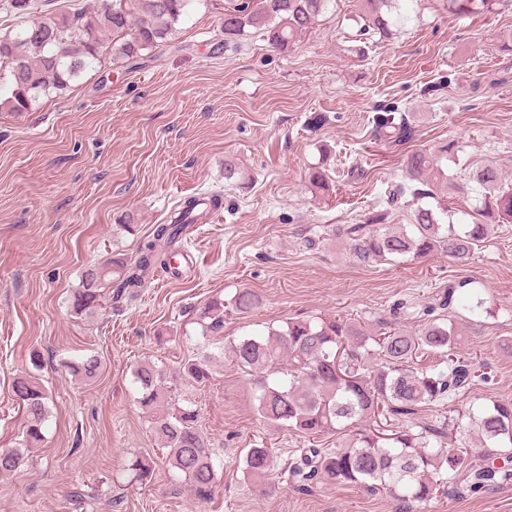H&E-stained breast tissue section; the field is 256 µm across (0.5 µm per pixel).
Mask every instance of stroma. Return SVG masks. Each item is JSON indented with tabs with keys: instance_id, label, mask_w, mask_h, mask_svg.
I'll return each instance as SVG.
<instances>
[{
	"instance_id": "stroma-1",
	"label": "stroma",
	"mask_w": 512,
	"mask_h": 512,
	"mask_svg": "<svg viewBox=\"0 0 512 512\" xmlns=\"http://www.w3.org/2000/svg\"><path fill=\"white\" fill-rule=\"evenodd\" d=\"M359 0L335 11L292 50L249 37L225 48L221 12L200 8L180 24L177 46L128 71L104 60L60 95L23 114L0 112V448L22 442L16 377L37 371L48 394L44 440L0 476V512H395L391 499L347 485L299 489L282 466L302 441L258 415L250 378L219 355L200 385L185 358L202 357L266 323L348 317L372 323L413 301L400 325L415 328L436 291L478 288L483 312L457 306L462 352L486 364L491 383L461 395L512 399V224L474 258L437 255L403 263L353 264L332 229L385 205L391 223L410 221L403 182L408 154L449 139L460 151L449 177L491 164L512 181V0L460 17L446 0H415L390 41L353 57ZM410 118L409 137L376 135L375 119ZM244 172L224 179L225 161ZM326 165L330 192L309 183ZM221 196L222 207L178 243V275L157 272L136 296L95 316L71 303L87 265L132 257L156 225L189 196ZM248 288L262 299L247 314L226 310L221 330L203 333L210 301ZM40 367H32L33 354ZM89 355L101 375L84 381L69 362ZM163 370L179 404L194 406L215 454L217 489L198 502L176 476L137 401L132 371ZM275 449L280 469L259 488L243 473V451ZM154 462L133 480L129 462ZM428 512H512V479L461 487Z\"/></svg>"
}]
</instances>
